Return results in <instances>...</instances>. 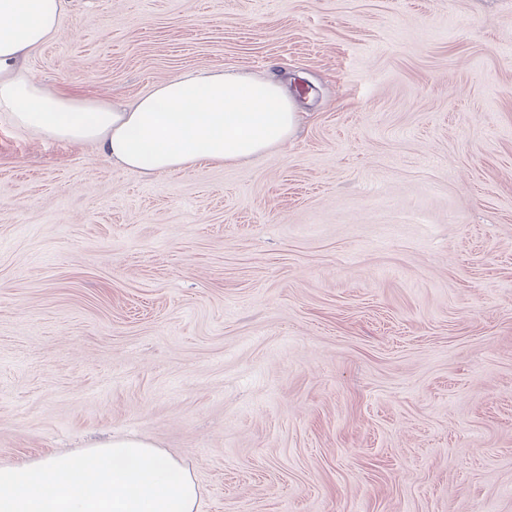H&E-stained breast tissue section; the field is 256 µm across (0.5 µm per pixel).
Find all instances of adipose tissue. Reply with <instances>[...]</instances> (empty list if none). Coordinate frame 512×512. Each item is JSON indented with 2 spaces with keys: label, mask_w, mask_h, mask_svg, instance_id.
I'll return each mask as SVG.
<instances>
[{
  "label": "adipose tissue",
  "mask_w": 512,
  "mask_h": 512,
  "mask_svg": "<svg viewBox=\"0 0 512 512\" xmlns=\"http://www.w3.org/2000/svg\"><path fill=\"white\" fill-rule=\"evenodd\" d=\"M63 13L64 0H0V116L15 128L94 145L143 176L258 159L294 133L296 104L271 77L189 71L124 108L49 90L24 61ZM199 498L187 469L137 437L0 465V512H199Z\"/></svg>",
  "instance_id": "adipose-tissue-1"
}]
</instances>
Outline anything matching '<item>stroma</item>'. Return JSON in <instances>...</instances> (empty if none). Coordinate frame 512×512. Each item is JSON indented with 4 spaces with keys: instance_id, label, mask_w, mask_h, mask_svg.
Instances as JSON below:
<instances>
[{
    "instance_id": "stroma-1",
    "label": "stroma",
    "mask_w": 512,
    "mask_h": 512,
    "mask_svg": "<svg viewBox=\"0 0 512 512\" xmlns=\"http://www.w3.org/2000/svg\"><path fill=\"white\" fill-rule=\"evenodd\" d=\"M122 106L276 76L263 158L142 176L0 118V464L114 433L202 512H512V0H65Z\"/></svg>"
}]
</instances>
